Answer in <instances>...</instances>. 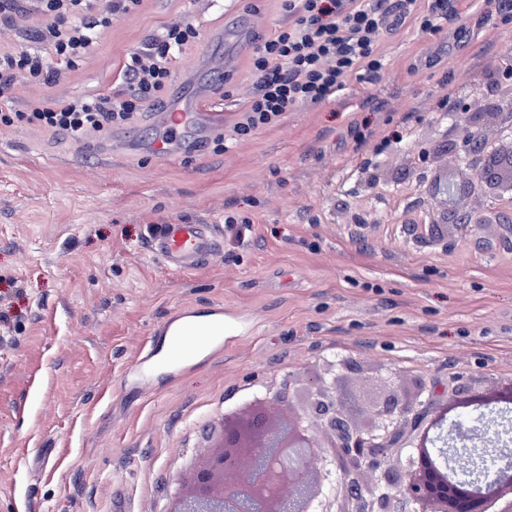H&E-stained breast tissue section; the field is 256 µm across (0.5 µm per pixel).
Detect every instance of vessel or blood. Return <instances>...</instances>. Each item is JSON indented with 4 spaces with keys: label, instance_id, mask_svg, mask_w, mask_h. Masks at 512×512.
Listing matches in <instances>:
<instances>
[{
    "label": "vessel or blood",
    "instance_id": "1",
    "mask_svg": "<svg viewBox=\"0 0 512 512\" xmlns=\"http://www.w3.org/2000/svg\"><path fill=\"white\" fill-rule=\"evenodd\" d=\"M158 118L165 133L145 146L146 152L172 159L180 158L186 145L199 140L207 126L206 114L199 104H176L160 112ZM220 243L214 225L179 222L164 225L150 244L152 252L170 268L186 272L196 269L218 251ZM222 321L201 325L191 320H174L167 327L176 347L177 359L206 352L219 341Z\"/></svg>",
    "mask_w": 512,
    "mask_h": 512
}]
</instances>
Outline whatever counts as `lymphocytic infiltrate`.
<instances>
[{
	"mask_svg": "<svg viewBox=\"0 0 512 512\" xmlns=\"http://www.w3.org/2000/svg\"><path fill=\"white\" fill-rule=\"evenodd\" d=\"M41 49H0V93L20 79L50 82L75 67L98 43L113 17L143 0H37ZM288 22L258 38L250 56L255 90L234 126L237 138L275 126L286 112L336 98L349 81L384 67L385 35L403 23L426 34L443 31L448 0H281ZM199 38L189 20L165 25L122 67L123 87L107 94L47 99L25 110L0 109V125L25 124L79 139L136 120L160 105L174 69Z\"/></svg>",
	"mask_w": 512,
	"mask_h": 512,
	"instance_id": "1",
	"label": "lymphocytic infiltrate"
}]
</instances>
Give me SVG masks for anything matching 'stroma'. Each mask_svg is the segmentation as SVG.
Wrapping results in <instances>:
<instances>
[{
  "label": "stroma",
  "mask_w": 512,
  "mask_h": 512,
  "mask_svg": "<svg viewBox=\"0 0 512 512\" xmlns=\"http://www.w3.org/2000/svg\"><path fill=\"white\" fill-rule=\"evenodd\" d=\"M182 19L200 37L164 104L204 99L211 134H232L254 92V38L288 21L279 0H143L75 68L16 81L4 103L108 91L145 37ZM382 52L374 80L220 155L196 144L173 163L135 149L156 131L152 109L113 128L106 151L0 126V512H164L226 413L327 361L356 367L362 387L340 390L345 405L385 379L426 382L429 404L512 379V209L475 189L470 223H447L431 192L465 170V130L498 137L481 116L512 103L493 80L512 62V24L452 0L442 33L407 23ZM451 89L468 118L439 112ZM231 212L253 222L244 239L223 228ZM176 220L219 226V256L166 268L148 242ZM218 311L245 331L183 368L159 352L140 375L141 349L171 320Z\"/></svg>",
  "instance_id": "35a3bbf8"
}]
</instances>
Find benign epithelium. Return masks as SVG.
Instances as JSON below:
<instances>
[{
  "label": "benign epithelium",
  "instance_id": "obj_1",
  "mask_svg": "<svg viewBox=\"0 0 512 512\" xmlns=\"http://www.w3.org/2000/svg\"><path fill=\"white\" fill-rule=\"evenodd\" d=\"M471 188L447 173L433 195L446 215L461 220L460 203ZM425 392L421 381L411 397L387 387L372 401L373 421L362 429L336 396V374L316 372L287 396L258 399L241 420L224 418L211 455L187 470L166 512H487L493 501L512 505L508 466L478 489L455 477L475 467L469 454L447 457L448 423L457 409L437 404L422 426L416 408ZM456 395L470 410L510 405L512 381L493 392L468 386ZM407 418L415 430L412 451L405 464L390 466L397 424ZM314 426L323 441L313 436ZM366 468L375 474L367 492L336 499V487L356 484Z\"/></svg>",
  "mask_w": 512,
  "mask_h": 512
}]
</instances>
